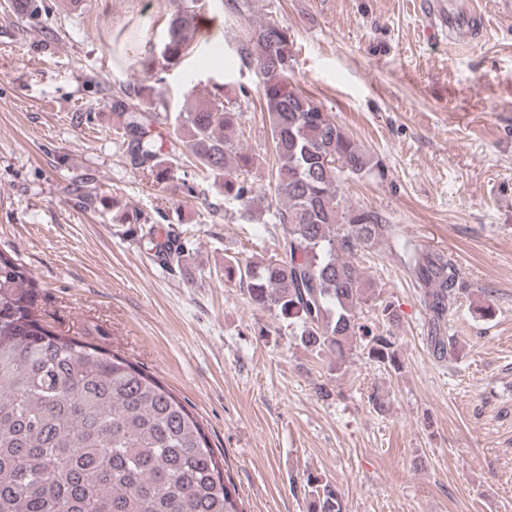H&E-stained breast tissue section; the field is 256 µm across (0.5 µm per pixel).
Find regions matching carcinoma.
I'll return each mask as SVG.
<instances>
[{
    "mask_svg": "<svg viewBox=\"0 0 512 512\" xmlns=\"http://www.w3.org/2000/svg\"><path fill=\"white\" fill-rule=\"evenodd\" d=\"M201 0H183L162 41L138 61L143 79L112 94L123 116L131 165L157 183L171 180L155 129L172 124L181 154L213 176L240 219L271 213L282 225L276 254L259 262L224 261V277L245 286L250 302L294 325L300 343L347 359L356 336L368 356L394 369L391 335L360 323L375 299L373 283L355 259L391 238L385 217L350 204L348 179L385 177L380 160L359 145L330 113L292 83L291 34L275 21L248 25L241 62L254 60L275 150L270 192L254 185V158L236 134L242 113L222 87L175 120L158 98L162 74L193 52ZM147 244L166 263L185 257L179 235ZM404 263L429 312L433 353L448 355L443 335L450 305L466 289L446 255L408 250ZM64 336L44 320L40 284L16 253L0 251V512H245L197 418L171 390L139 366L89 339ZM307 512H345L339 488L308 475Z\"/></svg>",
    "mask_w": 512,
    "mask_h": 512,
    "instance_id": "cac0c4a2",
    "label": "carcinoma"
}]
</instances>
